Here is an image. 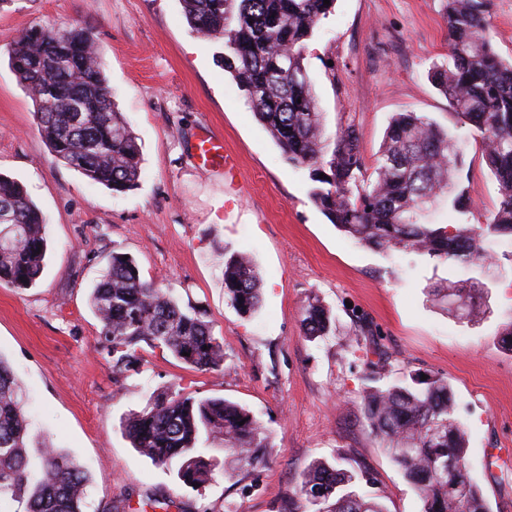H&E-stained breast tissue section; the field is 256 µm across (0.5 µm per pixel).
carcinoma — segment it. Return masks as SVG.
I'll use <instances>...</instances> for the list:
<instances>
[{
  "mask_svg": "<svg viewBox=\"0 0 512 512\" xmlns=\"http://www.w3.org/2000/svg\"><path fill=\"white\" fill-rule=\"evenodd\" d=\"M333 2L323 0H180L190 30L220 38L224 72L251 102L288 162L311 169L312 202L339 231L378 253L427 256L472 274L430 289L434 301L464 300L466 318L478 322L488 306L478 275L496 260L494 247L512 242V58L487 35L491 0H445L448 66L432 78L458 118L451 134L416 112L392 118L369 182L356 129L348 125L324 144L322 113L303 63L307 42ZM18 81L36 105L37 126L54 160L114 192L137 185L142 148L103 75L95 34L84 26L30 29L8 49ZM480 142L499 183L500 200L483 224H440L430 208L440 202L467 214L458 179L463 142ZM0 284H36L47 251L45 219L16 181L0 175ZM260 273L240 253L224 258V294L251 315L261 305ZM89 304L114 367L140 361L145 344L168 351L187 368L217 371L224 348L204 315L141 279L132 257L112 259L91 289ZM301 326L311 340L330 335V311L313 296ZM409 371L369 386L363 423L420 496L421 512H489L466 463V431L456 416L448 379ZM132 447L158 466L178 465L180 480L204 485L213 477L206 443H224L233 471L260 465L272 436L249 409L223 398L157 395L123 421ZM364 475L338 462L315 460L300 477L288 512H388L383 496L361 492ZM90 475L63 450L43 442L29 448L22 388L0 358V504L22 512H83Z\"/></svg>",
  "mask_w": 512,
  "mask_h": 512,
  "instance_id": "obj_1",
  "label": "carcinoma"
}]
</instances>
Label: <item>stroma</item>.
Returning <instances> with one entry per match:
<instances>
[{
	"label": "stroma",
	"mask_w": 512,
	"mask_h": 512,
	"mask_svg": "<svg viewBox=\"0 0 512 512\" xmlns=\"http://www.w3.org/2000/svg\"><path fill=\"white\" fill-rule=\"evenodd\" d=\"M444 0H336L305 50L327 134L354 126L373 171L395 113L418 112L450 133L458 126L433 86L448 62ZM80 24L94 32L113 99L142 146L137 187L119 193L53 159L35 105L9 66L7 48L34 26ZM220 41L193 34L179 0H5L0 5V174L18 181L47 221L41 278L0 285V358L24 390L34 438L64 449L92 477L85 512H281L315 459L346 457L366 472L389 512H421L416 489L365 429L363 390L376 352L384 366L448 378L468 440L467 465L490 512H512V353L498 336L512 320V244L481 276L489 311L477 323L434 306L430 286L465 279L426 257L383 255L342 234L312 203L308 170L286 161L218 60ZM224 141L238 182L199 165V127ZM460 181L469 223L495 209L499 186L478 143ZM250 255L260 308L239 314L224 296V254ZM132 255L143 280L204 313L224 347L217 372L187 369L143 348L118 371L102 346L89 293L113 253ZM336 330L311 340L300 311L310 296ZM221 397L260 417L271 452L256 469L184 485L132 448L121 420L151 396Z\"/></svg>",
	"instance_id": "1"
}]
</instances>
